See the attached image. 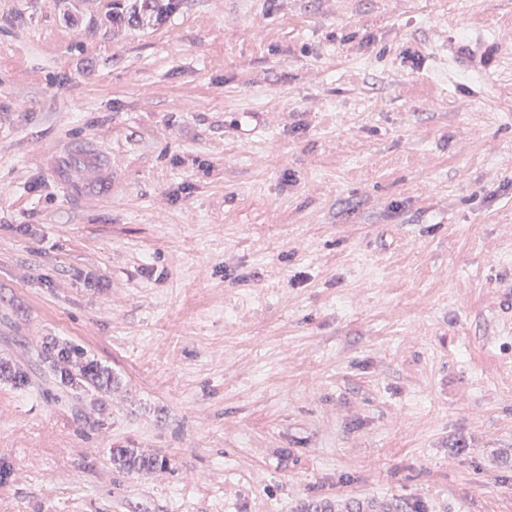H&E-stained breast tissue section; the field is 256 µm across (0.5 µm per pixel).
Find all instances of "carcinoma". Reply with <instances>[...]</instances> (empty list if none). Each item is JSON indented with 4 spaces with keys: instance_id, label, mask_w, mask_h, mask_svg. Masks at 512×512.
<instances>
[{
    "instance_id": "obj_1",
    "label": "carcinoma",
    "mask_w": 512,
    "mask_h": 512,
    "mask_svg": "<svg viewBox=\"0 0 512 512\" xmlns=\"http://www.w3.org/2000/svg\"><path fill=\"white\" fill-rule=\"evenodd\" d=\"M182 0H110L112 21L138 23L161 21L173 14ZM41 356L48 364L55 384L65 391L87 390L97 395L96 402L105 407L104 398L112 391L116 377L112 368L93 358L88 350L76 342H59L48 338L42 342ZM17 390L28 385L27 373L12 360L0 358V382ZM170 460L157 453L138 448L112 449V464L126 472L165 468Z\"/></svg>"
}]
</instances>
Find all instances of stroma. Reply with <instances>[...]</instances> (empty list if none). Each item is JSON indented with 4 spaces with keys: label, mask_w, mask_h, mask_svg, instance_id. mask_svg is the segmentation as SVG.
Segmentation results:
<instances>
[{
    "label": "stroma",
    "mask_w": 512,
    "mask_h": 512,
    "mask_svg": "<svg viewBox=\"0 0 512 512\" xmlns=\"http://www.w3.org/2000/svg\"><path fill=\"white\" fill-rule=\"evenodd\" d=\"M109 2L0 0V512H512V0ZM182 0H112V23L161 21L173 14ZM72 159L76 164L78 187H96L112 180V159L82 146L73 149ZM41 356L58 388L72 392L91 391L98 396L96 402L101 410L106 409L103 399L111 393L116 382L111 367L93 358L82 344L59 342L52 337L42 342ZM9 383L14 389L24 390L28 385L27 373L12 360L0 358V382ZM170 460L157 453H147L139 448H113L112 464L126 473H135L146 469L165 468ZM319 512H391L386 506V500L379 496H370L361 499H346L340 497L336 506Z\"/></svg>",
    "instance_id": "obj_1"
}]
</instances>
